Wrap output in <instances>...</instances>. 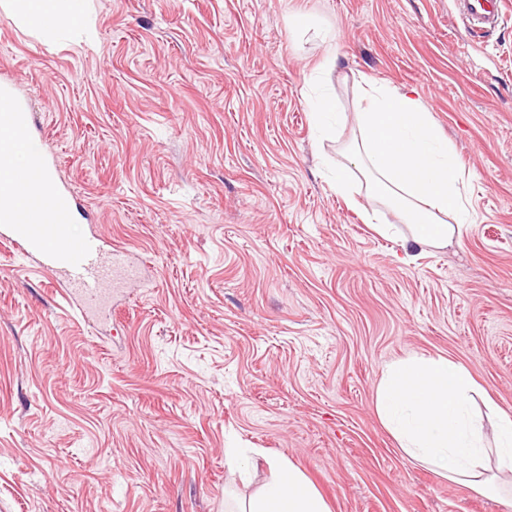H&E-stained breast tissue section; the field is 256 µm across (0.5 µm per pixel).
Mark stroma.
I'll list each match as a JSON object with an SVG mask.
<instances>
[{
	"label": "stroma",
	"instance_id": "1",
	"mask_svg": "<svg viewBox=\"0 0 512 512\" xmlns=\"http://www.w3.org/2000/svg\"><path fill=\"white\" fill-rule=\"evenodd\" d=\"M470 38L455 0H90L47 39L0 7V84L136 283L88 325L0 244V512H235L230 448L289 460L331 512H512L405 455L388 365L461 364L512 415V0ZM415 90L471 222L444 249L363 224L330 169L359 81ZM341 117L312 118L319 91ZM313 120L318 130L326 136H333L336 132L338 112H336L335 97L330 93H324L317 97L313 107Z\"/></svg>",
	"mask_w": 512,
	"mask_h": 512
}]
</instances>
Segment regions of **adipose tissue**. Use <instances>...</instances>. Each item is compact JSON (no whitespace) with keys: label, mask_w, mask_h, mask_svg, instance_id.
Segmentation results:
<instances>
[{"label":"adipose tissue","mask_w":512,"mask_h":512,"mask_svg":"<svg viewBox=\"0 0 512 512\" xmlns=\"http://www.w3.org/2000/svg\"><path fill=\"white\" fill-rule=\"evenodd\" d=\"M28 29L43 36L81 27L87 0H5ZM357 114L360 138L348 160L363 176L379 208L358 215L382 236L396 232L395 213L414 244L445 248L461 238L468 222L454 152L415 91L366 83ZM479 390L469 372L442 356H412L387 368L376 391L375 411L400 449L440 477L479 493L501 494L512 484V416L498 418L486 441L473 412ZM276 477L238 512H330L292 463L266 457Z\"/></svg>","instance_id":"ef3b65f1"}]
</instances>
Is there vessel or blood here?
Returning <instances> with one entry per match:
<instances>
[{
	"instance_id": "b4317fda",
	"label": "vessel or blood",
	"mask_w": 512,
	"mask_h": 512,
	"mask_svg": "<svg viewBox=\"0 0 512 512\" xmlns=\"http://www.w3.org/2000/svg\"><path fill=\"white\" fill-rule=\"evenodd\" d=\"M505 5L506 0H457L464 29L472 36L496 30ZM24 153L30 164L17 166V156ZM41 185L46 194L38 193ZM75 207L74 195L56 187L13 85L0 86V242L35 258L60 283L65 303L96 314L109 307L134 268L129 253L107 249L99 232L69 236Z\"/></svg>"
}]
</instances>
